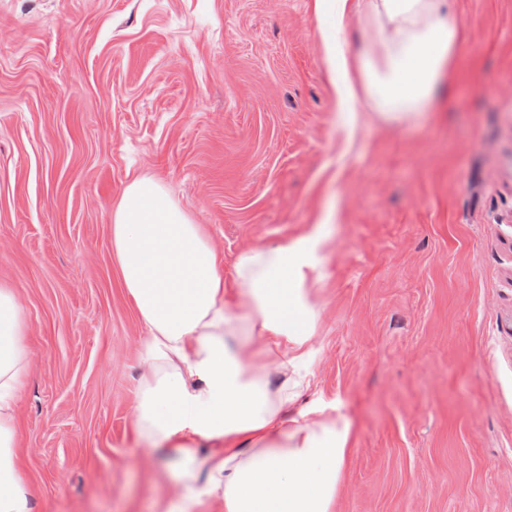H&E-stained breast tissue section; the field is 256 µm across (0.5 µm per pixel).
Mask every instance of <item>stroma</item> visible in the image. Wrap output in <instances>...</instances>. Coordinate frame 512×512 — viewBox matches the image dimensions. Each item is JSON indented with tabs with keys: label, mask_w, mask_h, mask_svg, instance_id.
I'll list each match as a JSON object with an SVG mask.
<instances>
[{
	"label": "stroma",
	"mask_w": 512,
	"mask_h": 512,
	"mask_svg": "<svg viewBox=\"0 0 512 512\" xmlns=\"http://www.w3.org/2000/svg\"><path fill=\"white\" fill-rule=\"evenodd\" d=\"M454 99L338 122L313 0H0V281L28 323L17 403L35 512H164L131 429L148 329L112 208L158 180L222 260L317 250L321 318L289 415L352 423L334 512H512V0H456Z\"/></svg>",
	"instance_id": "35a3bbf8"
}]
</instances>
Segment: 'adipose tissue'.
<instances>
[{"instance_id": "1", "label": "adipose tissue", "mask_w": 512, "mask_h": 512, "mask_svg": "<svg viewBox=\"0 0 512 512\" xmlns=\"http://www.w3.org/2000/svg\"><path fill=\"white\" fill-rule=\"evenodd\" d=\"M452 0H314L327 69L347 124L362 105L402 125L434 110L459 71L462 38ZM359 22L368 37L350 52ZM112 254L149 330L136 435L179 452L183 488L174 512L210 499L224 512H332L352 426L319 405L287 417L293 379L313 353L320 312L312 298L321 227L240 254L227 293L202 225L151 178L132 180L112 211ZM27 322L13 288L0 283V512H33L15 450L16 400L27 372ZM219 442L198 459L197 444Z\"/></svg>"}]
</instances>
